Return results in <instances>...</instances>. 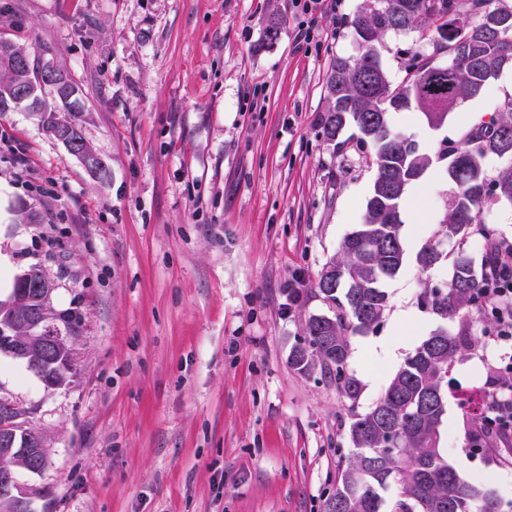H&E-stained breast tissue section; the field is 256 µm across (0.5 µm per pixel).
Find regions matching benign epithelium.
Here are the masks:
<instances>
[{
    "mask_svg": "<svg viewBox=\"0 0 512 512\" xmlns=\"http://www.w3.org/2000/svg\"><path fill=\"white\" fill-rule=\"evenodd\" d=\"M0 57L18 73L23 75L28 71L27 58L14 54L11 49H0ZM42 85L54 89L59 95L65 93V81L53 68H44ZM37 95L38 88L32 87L22 78L0 97L20 107L31 105ZM55 138L69 154L81 159L89 168L94 170L105 166L98 157L90 159L82 155L79 151L81 141L74 138L71 130L60 126L55 130ZM38 293L39 297L34 301L28 298L18 301L13 295L0 303L7 307L20 305L19 312L15 314L14 331L0 344V352L24 360L33 370L43 368L61 352L67 354V359H72V351L69 350L72 336L61 329L56 330L51 336L45 335L44 332L47 326H56V319L53 316L55 309L51 302L53 290L40 288ZM26 415L27 409L16 400L7 396L0 398V447L7 458L11 456L17 435L24 429ZM34 447L37 448V456L28 463V468L38 473L42 471L47 459V446L43 436H37ZM20 468L22 465L16 463H6L0 467V508L6 512H17L26 506V501L18 494L16 471Z\"/></svg>",
    "mask_w": 512,
    "mask_h": 512,
    "instance_id": "obj_1",
    "label": "benign epithelium"
}]
</instances>
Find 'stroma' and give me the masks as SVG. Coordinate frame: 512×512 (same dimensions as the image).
<instances>
[{
  "label": "stroma",
  "instance_id": "35a3bbf8",
  "mask_svg": "<svg viewBox=\"0 0 512 512\" xmlns=\"http://www.w3.org/2000/svg\"><path fill=\"white\" fill-rule=\"evenodd\" d=\"M335 2L302 49L292 0H0V42L68 72L83 135L109 169L98 180L35 116L0 112V299L35 267L56 309L82 316L63 386L0 354V394L28 409L48 450L41 474L17 476L31 512H322L353 414L424 339L457 331L421 303L448 283L449 260L425 270L416 255L448 207L437 154L449 129L495 115L511 67L443 126L415 109L391 116L433 161L403 199L405 263L384 282L385 316L349 338L359 399L290 362L309 317L330 311L319 274L375 177L351 131L337 147L321 133L326 73L358 52L362 0ZM274 14L281 35L260 48ZM431 36L423 25L383 39L393 82ZM494 354L482 337L455 363L439 448L463 480L510 503L496 435L480 458L464 445L460 396Z\"/></svg>",
  "mask_w": 512,
  "mask_h": 512
}]
</instances>
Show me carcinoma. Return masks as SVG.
Wrapping results in <instances>:
<instances>
[{"mask_svg": "<svg viewBox=\"0 0 512 512\" xmlns=\"http://www.w3.org/2000/svg\"><path fill=\"white\" fill-rule=\"evenodd\" d=\"M391 11L384 26L370 7H361L353 21L354 37L363 53L374 58L338 57L326 77L328 106L321 117L324 140L337 144L347 127L357 131V144L372 152L375 177L363 222L344 238L339 255L323 266L317 289L334 313L314 315L305 325L306 344L296 348L291 363L301 371L318 365L336 375V385L355 402L360 381L347 372L349 335L364 334L382 321L388 308L383 282L404 264L400 238L401 206L409 185L431 163L406 136L392 130L390 116L417 107L433 127L448 113L480 94L489 81L512 64V4L506 0H470L469 14L458 13L456 0H383ZM435 25L430 40L433 53L412 54L406 78L395 84L382 63L377 46L389 32L403 33L423 23ZM278 16L269 18L262 45L280 35ZM76 99L47 97L28 111L46 129L59 125L81 129L74 118L59 119V112L75 111ZM453 187L439 239L417 254L418 264L429 269L443 257L442 242L454 243L452 276L446 287L427 288L424 304L442 318L472 311L481 288L492 277L486 258L476 259L468 242L474 234L491 237L483 221L484 209L512 204V95L501 101L490 121L474 122L442 146ZM496 157L507 163L497 177H488L486 162ZM40 283H54L32 268L15 278L13 292ZM60 328L76 337L80 317L71 310L58 312ZM477 338L463 328L450 333L440 328L425 339L399 368L385 393L366 413L355 414L348 429V465L325 500L324 512H505L491 489L463 481L438 448L439 425L445 414L444 386L454 362L470 350ZM465 432L468 447L481 444L490 427H481L477 408L482 402L467 399Z\"/></svg>", "mask_w": 512, "mask_h": 512, "instance_id": "carcinoma-1", "label": "carcinoma"}]
</instances>
